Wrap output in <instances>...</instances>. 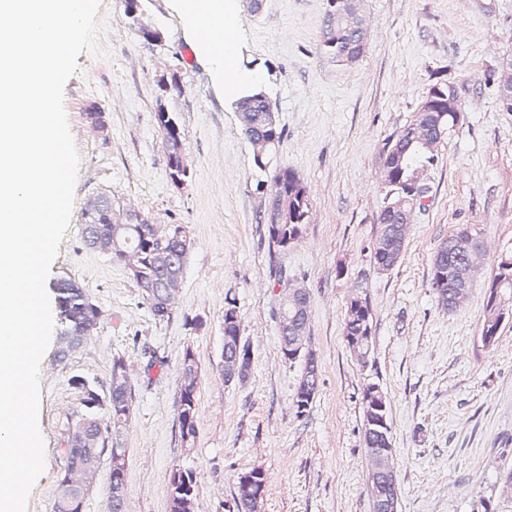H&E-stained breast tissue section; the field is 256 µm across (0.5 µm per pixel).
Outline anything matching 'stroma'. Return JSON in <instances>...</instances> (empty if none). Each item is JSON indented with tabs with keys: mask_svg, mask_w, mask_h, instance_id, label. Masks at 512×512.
<instances>
[{
	"mask_svg": "<svg viewBox=\"0 0 512 512\" xmlns=\"http://www.w3.org/2000/svg\"><path fill=\"white\" fill-rule=\"evenodd\" d=\"M147 42L126 16V0H101L100 42L83 51L65 84L68 125L80 156L70 221L47 286L75 279L100 308L94 336L68 359L50 342L40 367L39 428L45 470L27 512H53L66 468L61 427L76 409L71 379L108 385L123 357L134 388L124 436L129 450L127 512H167L172 472L193 470L195 512H225L240 473L267 475L263 512H370L361 393L371 382L390 401L399 512H512L502 478L512 471V322L493 345L481 340L484 282L512 250V112L500 99L512 69V0H364L367 49L354 65L321 54L326 0H236L235 48L276 111L282 139L273 164L255 167L234 101L188 57L175 0H140ZM179 90L160 93L159 79ZM454 86L460 121L425 176L399 262L380 274L371 262L385 191V143L436 79ZM104 115L105 132L86 119ZM180 118L185 185L169 177L158 110ZM294 170L312 202L301 239L271 246L262 221L281 168ZM134 204L150 222L181 224L192 246L176 311L156 321L134 281L89 249L82 212L95 194ZM478 230L487 257L469 303L448 313L429 287L431 260L458 227ZM311 296L310 346L322 371L308 415L292 398L301 366L285 360L275 316L276 273ZM366 285L373 309L369 365L343 338L346 306ZM235 300L252 351L247 380L220 375L224 307ZM163 366L149 367L144 349ZM200 366L198 438L178 440L176 405L185 350Z\"/></svg>",
	"mask_w": 512,
	"mask_h": 512,
	"instance_id": "stroma-1",
	"label": "stroma"
}]
</instances>
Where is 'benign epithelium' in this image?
<instances>
[{"label": "benign epithelium", "instance_id": "1", "mask_svg": "<svg viewBox=\"0 0 512 512\" xmlns=\"http://www.w3.org/2000/svg\"><path fill=\"white\" fill-rule=\"evenodd\" d=\"M362 0H333L332 7L336 8L339 15L347 25V28L354 32V46L347 49L346 63L352 64L356 61L358 53L365 50L366 46V20L361 10ZM138 0L128 2V15L139 26L142 35L149 41L158 40L159 32L138 16ZM256 99L263 102L262 112L264 115L255 114L251 108H243L237 111L240 126L246 131H252L259 124L270 127L275 124L274 107L271 100L265 93H260ZM446 112L435 102L427 101L421 110V117L415 122L408 134L407 139L417 143L427 151L434 153L443 143L448 134L445 128L444 118ZM394 237L397 240H405L409 224H411L413 213L404 209L400 204L390 206ZM84 214L94 217L102 224L109 225L107 233L94 239L93 249L108 257L117 256L120 265L130 276H135L141 269L139 255L121 248L118 241L119 230L126 224H138L143 220L141 212L131 204L123 202L119 205H112L110 198L104 194H97L89 199ZM450 256H439L438 261L443 271L453 272L456 270L454 260H462L461 275L477 273L481 271L483 245L473 241L468 230L459 227L448 236ZM182 271L171 269L166 271L164 276V290L160 300V310L169 312L177 303L180 289L182 288ZM308 299L306 288L299 282L294 281L288 284L280 302V332L282 335L281 353L284 357H298L303 355L310 364H318L317 354L308 344V333L305 328L307 310L304 302ZM85 312L83 319L76 333L67 337L65 348L67 352L78 351L94 335L100 323V310L89 297H84ZM224 343L230 349V353L224 355L222 363V376L225 385L235 383L243 371L242 360L244 351L241 348V337L226 336ZM367 411V434L370 437L376 435L384 437L379 447L372 448L370 455L371 471V498L375 500L386 512H398V502L390 495L387 477L396 474L395 450L386 438V431L389 430L387 421L386 396L378 386H371L366 391ZM104 459L94 452L83 455L79 462L67 468L62 479L64 495L56 504L62 512H71L73 509L82 510L84 501L89 491L96 484ZM240 492L252 512H260L261 501L265 497V483L251 477L248 474L240 475Z\"/></svg>", "mask_w": 512, "mask_h": 512}]
</instances>
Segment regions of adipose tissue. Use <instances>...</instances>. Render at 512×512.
<instances>
[{"mask_svg": "<svg viewBox=\"0 0 512 512\" xmlns=\"http://www.w3.org/2000/svg\"><path fill=\"white\" fill-rule=\"evenodd\" d=\"M196 58L206 64L224 96L239 98L248 86V75L239 66L235 53L226 49L234 42L238 24L235 0H176ZM223 29V41L212 39L214 29Z\"/></svg>", "mask_w": 512, "mask_h": 512, "instance_id": "ef3b65f1", "label": "adipose tissue"}]
</instances>
